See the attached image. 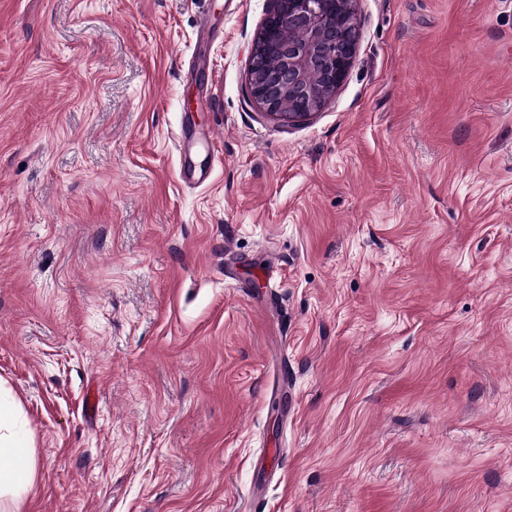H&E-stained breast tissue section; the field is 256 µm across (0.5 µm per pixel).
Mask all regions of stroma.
Instances as JSON below:
<instances>
[{
    "label": "stroma",
    "instance_id": "35a3bbf8",
    "mask_svg": "<svg viewBox=\"0 0 512 512\" xmlns=\"http://www.w3.org/2000/svg\"><path fill=\"white\" fill-rule=\"evenodd\" d=\"M271 7L0 0L6 512H512V0H356L289 124ZM355 0H275L248 58L247 97L284 123L319 111L345 80L356 53ZM302 37H296V34ZM276 66L264 68L261 56ZM318 72L319 82L309 76ZM294 111L288 112L290 103ZM281 107L285 112H281ZM13 410L0 402V500L20 497L31 485L34 459L15 432Z\"/></svg>",
    "mask_w": 512,
    "mask_h": 512
}]
</instances>
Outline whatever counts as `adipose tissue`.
<instances>
[{"label":"adipose tissue","mask_w":512,"mask_h":512,"mask_svg":"<svg viewBox=\"0 0 512 512\" xmlns=\"http://www.w3.org/2000/svg\"><path fill=\"white\" fill-rule=\"evenodd\" d=\"M15 427L13 410L0 405V497H20L30 486L34 473V459Z\"/></svg>","instance_id":"ef3b65f1"}]
</instances>
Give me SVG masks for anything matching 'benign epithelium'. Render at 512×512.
<instances>
[{"label":"benign epithelium","mask_w":512,"mask_h":512,"mask_svg":"<svg viewBox=\"0 0 512 512\" xmlns=\"http://www.w3.org/2000/svg\"><path fill=\"white\" fill-rule=\"evenodd\" d=\"M355 0H275L248 58L247 97L284 123L319 111L345 80L356 53ZM276 66L265 68L261 56ZM289 100L294 111H281Z\"/></svg>","instance_id":"1"}]
</instances>
